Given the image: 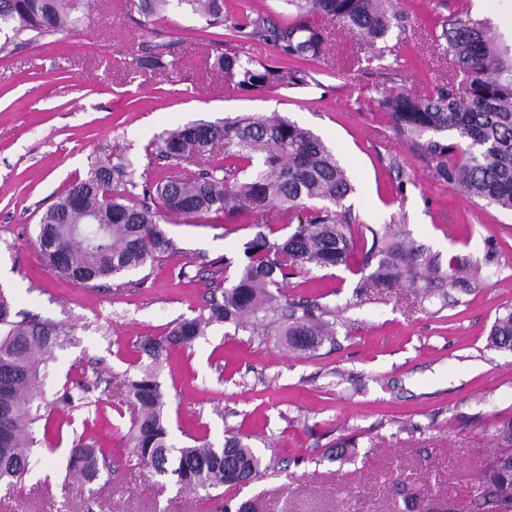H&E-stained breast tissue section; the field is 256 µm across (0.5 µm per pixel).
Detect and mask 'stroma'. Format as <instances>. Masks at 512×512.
I'll return each instance as SVG.
<instances>
[{
    "instance_id": "stroma-1",
    "label": "stroma",
    "mask_w": 512,
    "mask_h": 512,
    "mask_svg": "<svg viewBox=\"0 0 512 512\" xmlns=\"http://www.w3.org/2000/svg\"><path fill=\"white\" fill-rule=\"evenodd\" d=\"M94 25L44 46L0 54V293L10 317L72 325L55 349L43 389L54 396L78 380L92 384L89 405H61L62 437L36 450L27 480L0 490V512H215L205 494L158 480L131 456L133 409L123 382L146 356L136 345L197 316L214 289L208 274L240 264L257 233L255 216L210 213L175 218L164 229L176 253L144 272L139 286L106 280L82 285L47 271L34 244L41 213L106 153L131 150L158 181L152 140L199 120L272 112L310 129L346 168L355 187L343 201L357 251L373 231L422 246L440 268L479 266L482 284L465 291L433 282L426 299L405 283L358 294L363 275L339 266L289 277L297 300L340 306L336 336L315 354L290 348L276 325L207 326L190 346L169 349L158 370L176 445L226 432L248 436L264 458L241 489L224 490L255 512H405L407 485L424 490L423 512H474L472 487L512 418V353L489 347L499 312L512 307V212L470 198L436 177L392 129L378 101L419 95L445 80L449 60L436 35L466 12L487 20L512 47V0H400L404 30L372 49L333 21L328 49L306 63L308 85L253 93L225 82L209 58L231 52L271 64L270 44L203 32L190 10L171 4L155 32L132 20L128 0H83ZM171 44L178 67H137L153 33ZM96 442L111 467L93 486H62L76 436ZM355 438L350 460L333 461L337 439Z\"/></svg>"
}]
</instances>
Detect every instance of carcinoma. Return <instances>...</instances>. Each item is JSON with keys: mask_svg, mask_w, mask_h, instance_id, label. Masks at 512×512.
Returning <instances> with one entry per match:
<instances>
[{"mask_svg": "<svg viewBox=\"0 0 512 512\" xmlns=\"http://www.w3.org/2000/svg\"><path fill=\"white\" fill-rule=\"evenodd\" d=\"M170 0H129L145 18L165 13ZM196 14L203 29L222 28L238 40L269 42L290 60L313 61L326 52L322 29L311 21L326 16L359 35L369 47L386 39L403 16L394 0H277L267 13L239 17L224 13V0H178ZM81 0H0V54L15 42L35 43L48 36L76 33L93 23L79 14ZM292 11L294 23L283 26L274 14ZM452 61L465 75L463 87L453 79L437 84L423 98L402 92L378 100L396 134L410 142L436 175L471 198L512 211V54L497 46L487 23L467 13L456 15L438 36ZM150 71H172L162 45H152L139 59ZM210 67L225 81L262 92L308 84L302 69L272 66L221 53ZM446 132L448 142L434 138ZM171 172L158 182L136 180V158L97 160L75 178L40 216L35 243L45 268L90 285L121 279L154 266L174 252L173 240L160 227L170 217L199 218L212 211L233 215L300 212L302 219L281 240L259 232L246 246L247 262L220 293H211L208 314L180 320L159 338L137 343L151 363L127 381L133 406L132 453L158 476L173 475L192 490L233 488L232 467L256 474L263 459L243 435L231 433L224 446L210 443L177 447L171 441L167 397L156 365L170 345H187L212 322L239 326L254 319L283 326L293 348L316 352L335 335L336 308L286 300L282 292L298 269L350 266L354 257L351 225L336 207L352 192L345 168L311 131L278 114L241 115L222 124L200 122L161 135L152 145ZM322 201V206H308ZM373 242L361 269L375 266L361 288H389L405 276L438 278V266L410 242ZM0 297V486L22 487L31 471L33 448L61 432L51 419L55 404L72 403L89 389L75 381L48 400L42 382L54 350L70 341L73 328L24 318L8 320ZM489 346L512 351V309L497 315ZM43 429V439L36 436ZM498 448L484 462L474 485L478 512H497L512 500V418L497 430ZM107 457L95 443L78 436L69 448L63 485L97 483Z\"/></svg>", "mask_w": 512, "mask_h": 512, "instance_id": "cac0c4a2", "label": "carcinoma"}]
</instances>
